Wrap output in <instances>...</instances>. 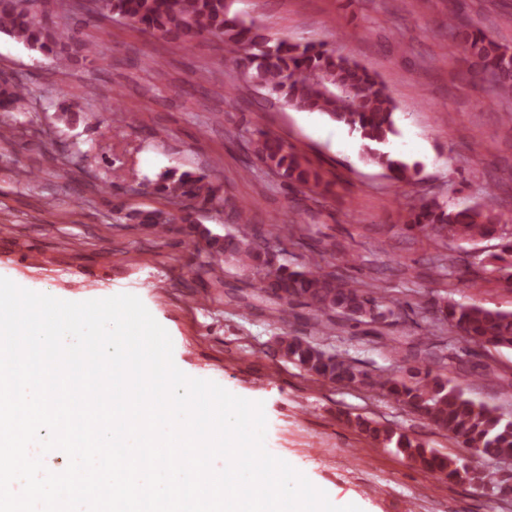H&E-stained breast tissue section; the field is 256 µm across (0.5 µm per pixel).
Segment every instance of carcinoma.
I'll list each match as a JSON object with an SVG mask.
<instances>
[{
	"instance_id": "1",
	"label": "carcinoma",
	"mask_w": 512,
	"mask_h": 512,
	"mask_svg": "<svg viewBox=\"0 0 512 512\" xmlns=\"http://www.w3.org/2000/svg\"><path fill=\"white\" fill-rule=\"evenodd\" d=\"M27 0H0V31L31 48L52 51L55 32L37 20ZM96 13L121 17L139 30L190 47L206 36L224 40V60L243 67L249 81L268 92L270 99L303 112H320L346 126L365 143V159L389 173L397 185H409L418 165L392 156L385 146L396 134V105L379 75L367 66L338 55L314 42L301 43L274 37L255 22L232 11L231 0H97ZM448 36L460 48L472 77L488 83L499 98L512 99V47L473 26L460 13L448 14ZM25 88L3 81L0 112H20ZM253 152L286 186L317 187L321 174L308 161L270 132L259 130ZM154 190L184 202L179 213L137 210L128 214L137 224L168 234L179 232L193 251L208 257V272L223 280L224 262L252 276L258 292L277 305L278 319L299 302L310 309L321 333L340 316L357 324L383 323L395 316L393 303L376 289L336 272V264H353L350 252L321 251L307 266L290 270L276 264L271 243L280 236L256 224H245L220 239L198 220L215 208L221 186L210 175L168 169L153 183ZM496 213L477 205L444 206L426 201L411 209L405 230L415 237L448 246V242H474L496 234ZM431 335L448 332L472 348L512 350V311L480 304L418 306ZM277 349L308 375L325 382L381 393L418 415L439 431L472 451L477 458L512 460V420L497 408L468 397L448 377L431 368H412L406 375L384 377L361 368L353 359L322 348L296 335L277 337ZM347 423L375 444L392 446L423 470L461 484L484 486L492 479L473 461L441 454L417 439L362 416Z\"/></svg>"
}]
</instances>
